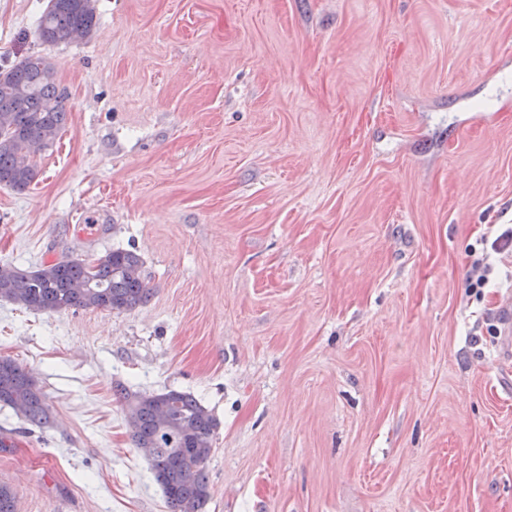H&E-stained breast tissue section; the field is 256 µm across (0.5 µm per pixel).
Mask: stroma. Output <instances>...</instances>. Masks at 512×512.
<instances>
[{"label": "stroma", "instance_id": "obj_1", "mask_svg": "<svg viewBox=\"0 0 512 512\" xmlns=\"http://www.w3.org/2000/svg\"><path fill=\"white\" fill-rule=\"evenodd\" d=\"M46 3L0 0L68 111L0 266L132 248L153 297L0 300L54 415L0 404L16 512H168L119 383L216 417L207 512H512V0H96L54 47Z\"/></svg>", "mask_w": 512, "mask_h": 512}]
</instances>
